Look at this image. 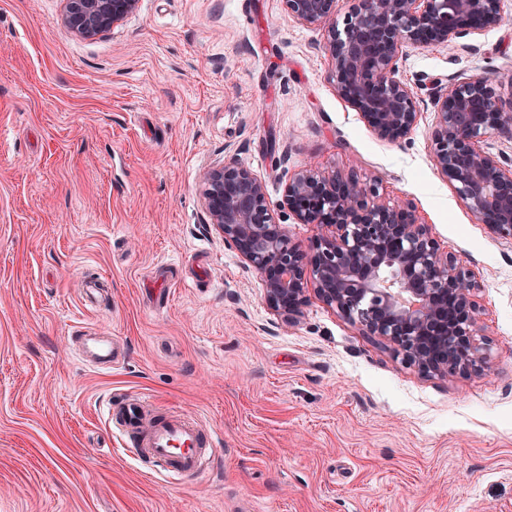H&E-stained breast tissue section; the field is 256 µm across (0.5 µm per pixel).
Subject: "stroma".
Instances as JSON below:
<instances>
[{
	"label": "stroma",
	"instance_id": "stroma-1",
	"mask_svg": "<svg viewBox=\"0 0 512 512\" xmlns=\"http://www.w3.org/2000/svg\"><path fill=\"white\" fill-rule=\"evenodd\" d=\"M64 6L0 0V512H512V243L436 170L416 84L485 78L512 99V0L464 49L408 48L398 77L422 106L395 144L283 0H141L93 38ZM231 157L304 244L284 198L302 167L412 202L475 274L486 366L420 376L313 295L282 325L199 202ZM81 326L124 363L84 365ZM140 395L218 433L200 476L172 485L114 434L109 402Z\"/></svg>",
	"mask_w": 512,
	"mask_h": 512
}]
</instances>
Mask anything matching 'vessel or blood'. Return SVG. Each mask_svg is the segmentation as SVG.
Instances as JSON below:
<instances>
[{"instance_id":"vessel-or-blood-1","label":"vessel or blood","mask_w":512,"mask_h":512,"mask_svg":"<svg viewBox=\"0 0 512 512\" xmlns=\"http://www.w3.org/2000/svg\"><path fill=\"white\" fill-rule=\"evenodd\" d=\"M76 344L86 347L89 364L99 369L116 366L121 355L108 336L79 334ZM108 418L134 447L143 450L170 476H198L204 470L205 451L217 444L213 430L181 414L149 413L139 400H121L108 407Z\"/></svg>"}]
</instances>
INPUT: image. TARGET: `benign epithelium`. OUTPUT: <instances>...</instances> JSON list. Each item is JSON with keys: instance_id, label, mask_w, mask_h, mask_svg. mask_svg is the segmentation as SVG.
<instances>
[{"instance_id": "benign-epithelium-1", "label": "benign epithelium", "mask_w": 512, "mask_h": 512, "mask_svg": "<svg viewBox=\"0 0 512 512\" xmlns=\"http://www.w3.org/2000/svg\"><path fill=\"white\" fill-rule=\"evenodd\" d=\"M62 23L91 38L134 13L139 0H65ZM301 24L323 29L336 92L380 139L397 143L417 121L418 102L396 74L409 46L448 48L503 23L501 0H285ZM436 113L431 157L489 233L512 243V159L489 152L496 133L512 139V100L485 79H420ZM288 210L316 233L293 241L267 201L266 185L238 160L203 174L209 223L261 279L282 323L315 296L361 335L393 347L423 377L447 379L486 364L474 275L441 250L409 203L382 200L379 187L352 172L304 168L285 187Z\"/></svg>"}]
</instances>
